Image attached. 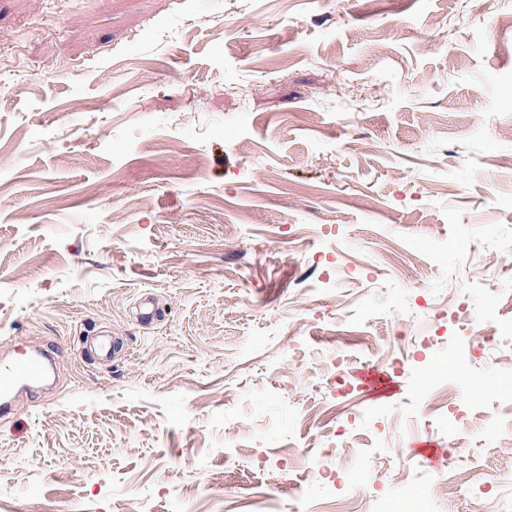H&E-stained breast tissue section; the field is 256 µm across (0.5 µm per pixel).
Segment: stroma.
Instances as JSON below:
<instances>
[{"label": "stroma", "mask_w": 512, "mask_h": 512, "mask_svg": "<svg viewBox=\"0 0 512 512\" xmlns=\"http://www.w3.org/2000/svg\"><path fill=\"white\" fill-rule=\"evenodd\" d=\"M507 158L512 0H0V512H512ZM45 364L39 357L22 354L8 364L0 362V416L5 418L10 412L7 394L16 386L35 381L44 371Z\"/></svg>", "instance_id": "obj_1"}]
</instances>
